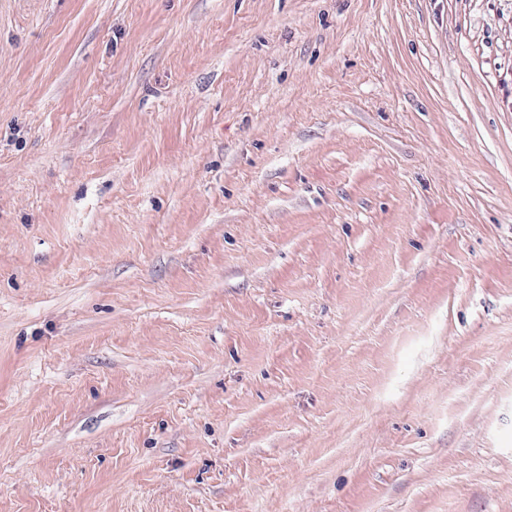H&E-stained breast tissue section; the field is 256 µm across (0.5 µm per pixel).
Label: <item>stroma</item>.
I'll return each instance as SVG.
<instances>
[{
	"mask_svg": "<svg viewBox=\"0 0 512 512\" xmlns=\"http://www.w3.org/2000/svg\"><path fill=\"white\" fill-rule=\"evenodd\" d=\"M0 512H512V0H0Z\"/></svg>",
	"mask_w": 512,
	"mask_h": 512,
	"instance_id": "35a3bbf8",
	"label": "stroma"
}]
</instances>
